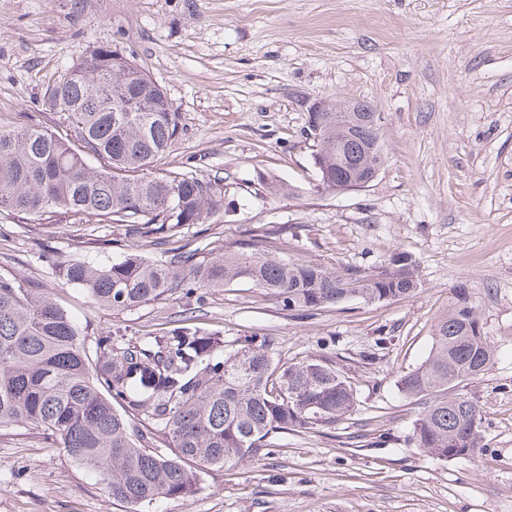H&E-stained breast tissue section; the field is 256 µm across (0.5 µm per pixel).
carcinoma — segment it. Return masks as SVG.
<instances>
[{"label": "carcinoma", "instance_id": "cac0c4a2", "mask_svg": "<svg viewBox=\"0 0 512 512\" xmlns=\"http://www.w3.org/2000/svg\"><path fill=\"white\" fill-rule=\"evenodd\" d=\"M62 131L0 129V209L25 220L58 215L124 224L140 236L203 224L223 205L221 178L156 167L178 132L162 88L130 58L100 47L47 86ZM140 98L138 111L117 108ZM331 104L316 114L319 182L343 192L384 161L373 107ZM270 235L209 261L201 249H173L152 261L128 252L116 262L68 259L50 250L60 285L81 288L100 309H133L176 291L244 280L290 311L350 299L391 301L421 285L415 261L393 253L374 268L324 269L283 262ZM190 318L159 334L89 335L44 289L0 275V428L32 426L54 441L112 500L148 507L197 493L198 469L239 465L279 431L336 424L354 406L347 378L320 359L281 362L269 345L223 352L224 341ZM492 351L462 298L435 325L431 351L401 376L399 390L425 400L410 441L439 459L481 448L477 402L454 389L475 379Z\"/></svg>", "mask_w": 512, "mask_h": 512}]
</instances>
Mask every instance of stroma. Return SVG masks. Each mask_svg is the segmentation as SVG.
Listing matches in <instances>:
<instances>
[{"label": "stroma", "instance_id": "stroma-1", "mask_svg": "<svg viewBox=\"0 0 512 512\" xmlns=\"http://www.w3.org/2000/svg\"><path fill=\"white\" fill-rule=\"evenodd\" d=\"M134 60L179 115L161 168L223 179L224 207L163 246L79 217L21 223L0 212V275L53 291L86 321L127 334L187 314L226 344L260 337L281 361L326 359L349 377L348 415L273 434L238 466L201 471L188 498L150 512H512V0H0V127L61 125L44 92L92 49ZM365 101L380 116L384 163L368 186L323 190L306 135L315 100ZM288 262L371 268L415 260L413 294L301 311L247 281L98 311L58 287L60 254L153 259L167 246L213 255L263 232ZM492 347L465 391L483 447L451 460L408 437L420 400L398 390L458 298ZM0 512H135L61 449L26 428L0 430Z\"/></svg>", "mask_w": 512, "mask_h": 512}]
</instances>
